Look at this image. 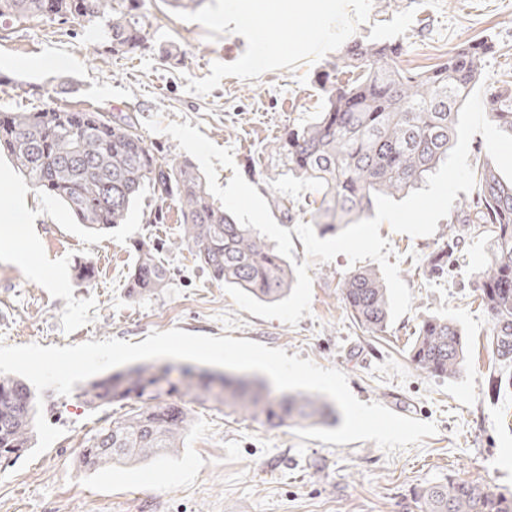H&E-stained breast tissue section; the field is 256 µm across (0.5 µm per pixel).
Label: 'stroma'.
<instances>
[{"instance_id": "stroma-1", "label": "stroma", "mask_w": 512, "mask_h": 512, "mask_svg": "<svg viewBox=\"0 0 512 512\" xmlns=\"http://www.w3.org/2000/svg\"><path fill=\"white\" fill-rule=\"evenodd\" d=\"M227 0H206L202 11L157 13L146 49L134 54L102 47L98 25L0 19V112L47 107L130 114L161 152L190 159L213 200L242 224H254L292 266L286 299L257 302L239 289L212 282L188 248L177 208L164 223L146 218L142 197L125 224L106 233L81 227L57 200L26 186L9 157L0 155V211L23 206L26 236L0 235V343L78 345L116 338L139 343L177 328L214 337L248 339L342 371L361 402L434 423L418 444L387 454L372 441L326 444L197 408L178 455L89 473L80 465L84 441L119 407L90 408L75 395L47 389L54 407L47 422L63 434L32 462L0 458V512H420L417 488L456 477L512 494V366L496 361L492 318L477 287L486 262V237L460 224L454 267L430 276L428 260L448 242V222L412 237L382 224L389 262L413 295L411 309L372 335L356 325L340 298L352 273L345 255L307 258L293 225L269 206L271 192L303 206L311 188L291 178L270 181L273 141L292 125L311 121L323 92L317 75L338 56L347 35L403 41L402 65L423 70L459 45L491 38L479 82L490 104L512 81V0H341L321 29L304 15L280 13L256 0L253 19L224 22ZM288 27L291 44L279 51L255 40L253 26ZM60 80L76 84L68 97L51 95ZM161 244L170 270L165 288L130 296L128 277L139 241ZM90 258L87 285L74 261ZM452 318L466 342L465 362L452 379L422 373L409 348L424 316Z\"/></svg>"}]
</instances>
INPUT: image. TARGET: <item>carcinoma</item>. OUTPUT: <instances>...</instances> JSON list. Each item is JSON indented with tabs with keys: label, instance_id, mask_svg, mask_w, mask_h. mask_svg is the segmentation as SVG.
<instances>
[{
	"label": "carcinoma",
	"instance_id": "carcinoma-1",
	"mask_svg": "<svg viewBox=\"0 0 512 512\" xmlns=\"http://www.w3.org/2000/svg\"><path fill=\"white\" fill-rule=\"evenodd\" d=\"M17 22L73 19L104 24V46L134 53L145 47L151 27L147 0H0V18ZM487 41L461 46L427 70L400 66L404 43H369L349 38L318 82L322 110L312 121L288 129L269 154V167L314 186L318 199L307 223L335 233L369 215L375 195L395 197L422 186L448 156L461 107L475 87ZM488 115L512 132V94L493 98ZM0 151L15 171L43 194L67 206L84 227L107 230L126 223L148 190L157 205L147 223L165 220L164 206L177 205L184 226L181 245L220 284L275 303L288 295L293 272L253 224H239L216 205L194 163L171 158L149 144L128 115L49 107L36 112L0 113ZM477 195L456 215L458 224H481L490 233L488 261L480 273L479 298L493 320L498 360L512 361V182L491 163L475 171ZM272 211L292 220L289 200L273 193ZM160 246L143 241L130 275L134 295L164 287L169 270ZM453 250L430 260L437 277L448 271ZM76 279L91 281L93 262L75 261ZM340 295L353 319L368 333L390 321L388 292L373 269L350 273ZM420 371L456 377L464 361L461 330L448 316L423 318L409 351ZM91 408L120 405L123 416L91 435L80 463L87 472L112 464H134L175 456L195 421L194 406L217 403L228 414L272 428L310 427L336 419L319 395L273 396L263 383L210 370H184L172 379L164 366L137 365L89 382L77 395ZM37 397L23 380L0 375V457L20 456L32 447ZM421 512H512V495L450 478L416 493Z\"/></svg>",
	"mask_w": 512,
	"mask_h": 512
}]
</instances>
